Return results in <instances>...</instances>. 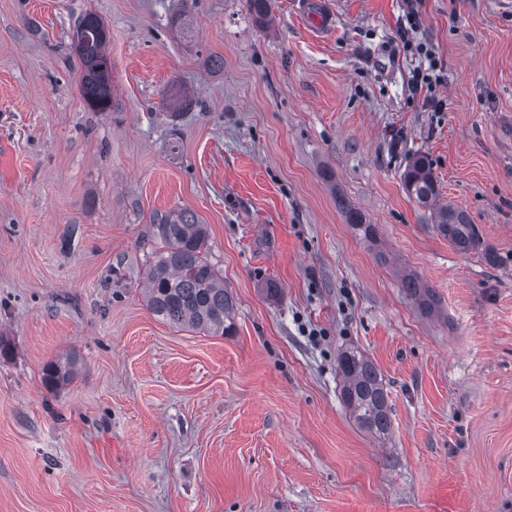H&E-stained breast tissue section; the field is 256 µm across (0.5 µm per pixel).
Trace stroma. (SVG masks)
Listing matches in <instances>:
<instances>
[{"label": "stroma", "instance_id": "1", "mask_svg": "<svg viewBox=\"0 0 512 512\" xmlns=\"http://www.w3.org/2000/svg\"><path fill=\"white\" fill-rule=\"evenodd\" d=\"M298 2L263 25L248 0H0V512H512V0H342L324 34ZM411 8L439 112L410 92ZM87 11L105 112L71 45ZM175 89L194 100L176 119ZM416 152L475 250L409 197ZM175 208L209 228L232 335L143 299ZM345 349L382 374L388 440L340 399ZM107 41V28L98 15L87 12L79 17L72 45L82 72L81 96L94 112L112 107V67L106 53ZM401 285L407 293L416 297L421 307L431 310L432 305L435 304L434 295L424 287L416 274L405 272L401 276ZM78 361L74 355L51 361L43 370L42 381L49 389H56L68 384L75 376Z\"/></svg>", "mask_w": 512, "mask_h": 512}]
</instances>
